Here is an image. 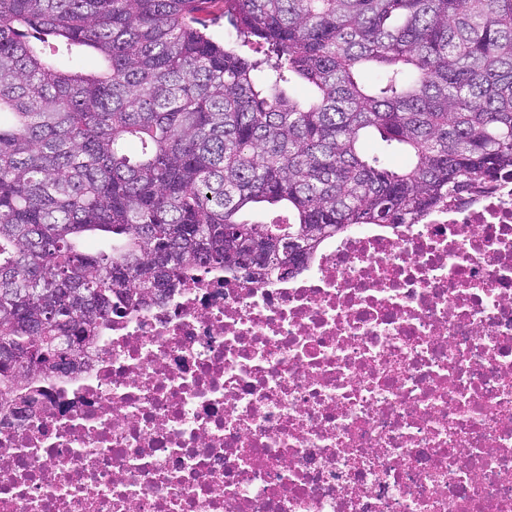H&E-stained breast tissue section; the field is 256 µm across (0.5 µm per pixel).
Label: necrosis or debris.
Listing matches in <instances>:
<instances>
[{
	"label": "necrosis or debris",
	"instance_id": "4bbe7bcc",
	"mask_svg": "<svg viewBox=\"0 0 512 512\" xmlns=\"http://www.w3.org/2000/svg\"><path fill=\"white\" fill-rule=\"evenodd\" d=\"M0 417V512H512V178L114 312Z\"/></svg>",
	"mask_w": 512,
	"mask_h": 512
}]
</instances>
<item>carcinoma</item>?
<instances>
[{
    "label": "carcinoma",
    "mask_w": 512,
    "mask_h": 512,
    "mask_svg": "<svg viewBox=\"0 0 512 512\" xmlns=\"http://www.w3.org/2000/svg\"><path fill=\"white\" fill-rule=\"evenodd\" d=\"M209 2L0 0L1 412L115 298L512 176V0H222L223 42Z\"/></svg>",
    "instance_id": "cac0c4a2"
}]
</instances>
